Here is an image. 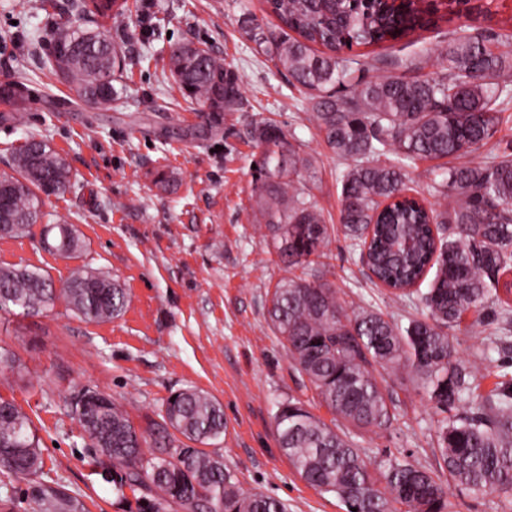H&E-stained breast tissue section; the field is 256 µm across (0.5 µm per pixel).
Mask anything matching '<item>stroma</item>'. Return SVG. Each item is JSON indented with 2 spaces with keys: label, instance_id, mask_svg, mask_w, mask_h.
Returning a JSON list of instances; mask_svg holds the SVG:
<instances>
[{
  "label": "stroma",
  "instance_id": "35a3bbf8",
  "mask_svg": "<svg viewBox=\"0 0 512 512\" xmlns=\"http://www.w3.org/2000/svg\"><path fill=\"white\" fill-rule=\"evenodd\" d=\"M0 0V81L23 71L29 99L16 121L0 123V173L12 151L33 135L46 138L66 158L77 182L47 205L58 221L75 225L86 249L64 259L41 246L42 225L27 236L0 237V266L29 265L54 284L76 265L109 273L127 289L124 314L93 324L64 304L47 313L0 315V348L12 367L0 370V397L14 400L32 418L44 448L47 478L80 497L90 512H138L130 491L114 482L81 439L71 407L75 391L93 388L112 397L138 431L157 418L172 392L193 386L224 408L226 428L209 441L243 491L282 500L288 512H345L335 494L304 482L283 454L275 425L279 402L303 401L327 424L336 417L318 402L308 379L290 363L272 331L268 294L283 272L265 227L254 218L251 131L269 120L294 137L315 161V202L336 230L323 258L341 300L391 314H417L415 302L394 303L374 283L339 230L343 166L312 119L313 104L286 73L242 31L245 17L264 30L278 21L264 0H136L132 14L109 26L126 57L110 110L78 107L46 59L51 35L73 20L72 0ZM470 30L494 41L512 28V0H469ZM434 25L381 45L353 47L351 58L377 74L408 79L440 73L439 48L458 21L439 4ZM207 46L237 75L244 108L219 125H205L199 105L188 104L169 75L171 46ZM417 58L418 69L405 62ZM173 168L179 183L154 185L158 170ZM457 357L477 394L489 396L512 378V320L498 303L482 316L466 314L454 333ZM382 384L399 399L392 425L351 431L368 459L393 455L433 471L437 417L405 370H388ZM448 512H512L498 494L450 487Z\"/></svg>",
  "mask_w": 512,
  "mask_h": 512
}]
</instances>
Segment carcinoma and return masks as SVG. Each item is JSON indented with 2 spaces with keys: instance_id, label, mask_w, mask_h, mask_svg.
Wrapping results in <instances>:
<instances>
[{
  "instance_id": "obj_1",
  "label": "carcinoma",
  "mask_w": 512,
  "mask_h": 512,
  "mask_svg": "<svg viewBox=\"0 0 512 512\" xmlns=\"http://www.w3.org/2000/svg\"><path fill=\"white\" fill-rule=\"evenodd\" d=\"M128 0H76L88 28L62 27L52 39L51 63L75 90L78 103L112 107L115 82L125 69L121 47L107 25L128 10ZM281 33L249 22L243 32L276 61L313 102V119L327 145L343 160L341 223L356 250L368 244L372 276L394 288L434 272L418 296L422 315L405 321L381 311L348 310L324 274L293 270L313 263L333 227L311 198V162L278 125L254 127L259 150L253 176L256 216L290 276L277 281L268 320L321 403L356 430L391 425L394 399L377 379L379 370L404 369L435 413L434 430L447 479L397 457L371 466L347 435L325 424L304 402H280L275 414L280 448L310 486L336 495L346 512H448V486L512 495V382L481 401L473 396L456 360L448 329L462 315L499 298V275L512 271V148L487 160L455 163L467 150L488 144L501 114L512 106V62L459 25L441 49L444 73L427 79L354 78L357 61L340 55L345 43L379 45L432 24L409 2L393 8L381 0H266ZM320 45L318 51L314 46ZM169 73L185 98L209 107L218 119L243 108L236 74L207 47L178 44ZM27 99V77L0 82V121L14 119ZM448 160L443 179L429 187L451 202L426 208L403 195L407 168L418 160ZM74 185L66 160L42 138L31 136L12 152V173L0 175L3 235L22 237L46 222L48 250L78 258L84 242L71 224H60L46 201ZM448 226V236L432 226ZM64 302L89 323L121 316L126 289L105 272L86 266L54 287L27 266H0V313L47 312ZM72 411L84 436L117 468L119 487L140 494V512H287L281 500L244 493L224 461L198 445L224 433V409L206 392L189 387L171 395L151 428L172 429L187 440L162 455L144 454L143 434L112 398L83 388ZM470 414L446 417L461 403ZM41 440L31 417L0 398V486L26 480L31 512H87L84 501L61 484L43 479Z\"/></svg>"
}]
</instances>
